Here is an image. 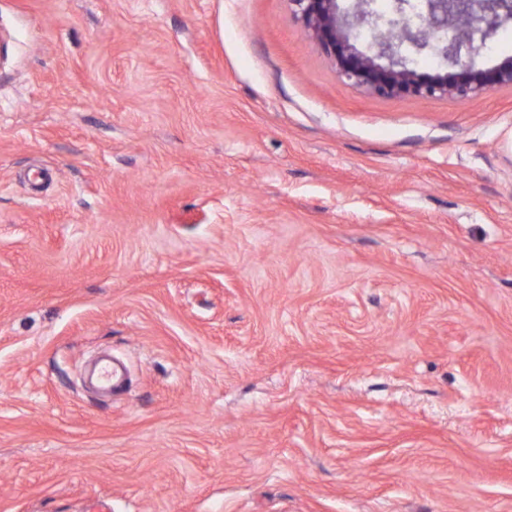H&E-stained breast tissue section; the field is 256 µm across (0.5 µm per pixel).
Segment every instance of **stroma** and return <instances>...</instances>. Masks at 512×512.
Here are the masks:
<instances>
[{
  "instance_id": "1",
  "label": "stroma",
  "mask_w": 512,
  "mask_h": 512,
  "mask_svg": "<svg viewBox=\"0 0 512 512\" xmlns=\"http://www.w3.org/2000/svg\"><path fill=\"white\" fill-rule=\"evenodd\" d=\"M99 499L512 512V88L367 93L288 0H0V512Z\"/></svg>"
}]
</instances>
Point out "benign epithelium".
Returning <instances> with one entry per match:
<instances>
[{
    "label": "benign epithelium",
    "instance_id": "1",
    "mask_svg": "<svg viewBox=\"0 0 512 512\" xmlns=\"http://www.w3.org/2000/svg\"><path fill=\"white\" fill-rule=\"evenodd\" d=\"M339 0H288L305 31L335 64L338 77L378 96L411 93L421 98L467 97L490 88L512 87V58L489 70L476 69V57L506 20L512 0H391L389 12L377 0H352L342 12ZM467 25L448 30L453 15ZM399 28L397 38L383 29ZM430 51L458 67L455 73L422 76L413 55ZM387 60L382 64L381 60Z\"/></svg>",
    "mask_w": 512,
    "mask_h": 512
}]
</instances>
